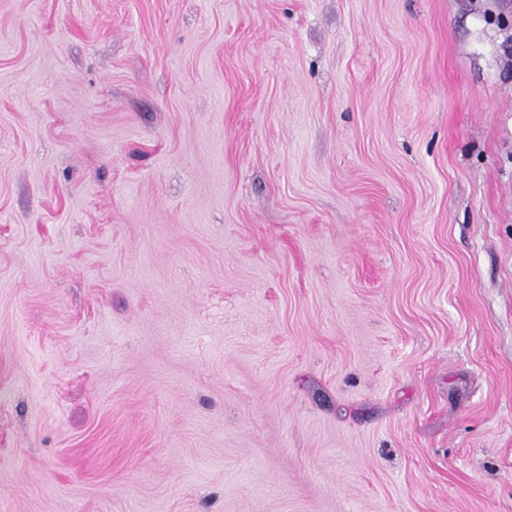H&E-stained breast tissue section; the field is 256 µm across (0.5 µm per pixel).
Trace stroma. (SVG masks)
<instances>
[{
  "label": "stroma",
  "mask_w": 512,
  "mask_h": 512,
  "mask_svg": "<svg viewBox=\"0 0 512 512\" xmlns=\"http://www.w3.org/2000/svg\"><path fill=\"white\" fill-rule=\"evenodd\" d=\"M512 0H0V512H512Z\"/></svg>",
  "instance_id": "stroma-1"
}]
</instances>
